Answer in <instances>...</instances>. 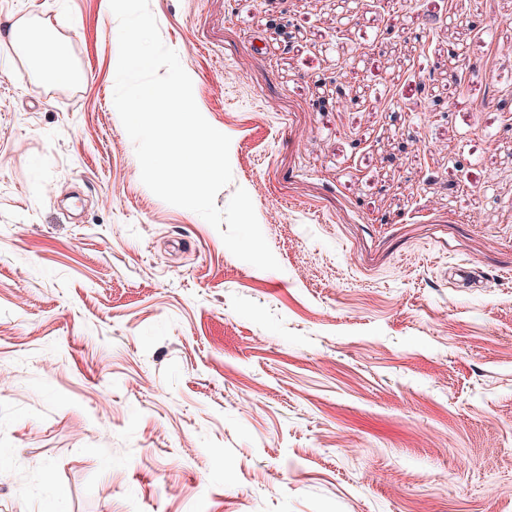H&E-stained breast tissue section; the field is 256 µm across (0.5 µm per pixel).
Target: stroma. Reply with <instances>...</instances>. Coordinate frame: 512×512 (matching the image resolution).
I'll return each mask as SVG.
<instances>
[{
  "instance_id": "1",
  "label": "stroma",
  "mask_w": 512,
  "mask_h": 512,
  "mask_svg": "<svg viewBox=\"0 0 512 512\" xmlns=\"http://www.w3.org/2000/svg\"><path fill=\"white\" fill-rule=\"evenodd\" d=\"M150 9L280 267L142 183L101 0H0L79 75L0 40V512H512V0Z\"/></svg>"
}]
</instances>
